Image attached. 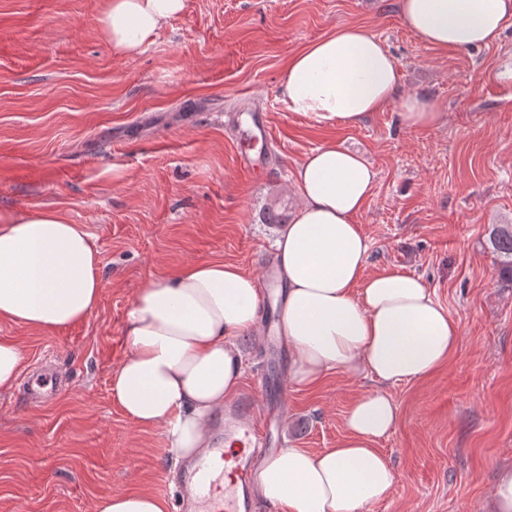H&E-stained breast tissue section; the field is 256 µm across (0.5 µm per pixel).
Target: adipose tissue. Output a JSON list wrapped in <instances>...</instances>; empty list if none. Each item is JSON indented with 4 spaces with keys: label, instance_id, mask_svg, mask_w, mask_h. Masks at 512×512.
<instances>
[{
    "label": "adipose tissue",
    "instance_id": "1",
    "mask_svg": "<svg viewBox=\"0 0 512 512\" xmlns=\"http://www.w3.org/2000/svg\"><path fill=\"white\" fill-rule=\"evenodd\" d=\"M186 0H108L101 22L114 49L144 45ZM401 19L441 49L497 42L512 0H398ZM402 71L374 35L345 27L288 61L279 99L287 111L326 125H357L389 105L409 127L438 123L426 96L402 95ZM376 174L365 158L330 142L295 171L300 204L274 242L285 295L278 333L289 382L311 388L342 371L370 379L345 416L336 447L285 446L254 475L258 500L274 512H360L386 499L397 476L377 448L399 422L387 386L419 380L448 361L459 324L421 277L366 275L370 246L354 222ZM100 260L89 234L60 211L0 214V320L52 332L85 321L102 294ZM261 294L233 263L194 264L138 289L123 334L128 353L113 370V402L142 426L161 427L168 456L207 448V422L240 386L238 336L253 331ZM145 492L101 497L96 512H166Z\"/></svg>",
    "mask_w": 512,
    "mask_h": 512
}]
</instances>
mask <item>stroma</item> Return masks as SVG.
I'll use <instances>...</instances> for the list:
<instances>
[{"instance_id": "obj_1", "label": "stroma", "mask_w": 512, "mask_h": 512, "mask_svg": "<svg viewBox=\"0 0 512 512\" xmlns=\"http://www.w3.org/2000/svg\"><path fill=\"white\" fill-rule=\"evenodd\" d=\"M396 5L187 0L147 44L117 51L100 21L107 0H0V213L63 211L89 233L104 280L80 324L38 332L0 321L24 355L15 388L0 393V512H94L99 497L131 490L173 500L160 428L128 419L109 392L136 292L209 260L259 276L278 231L266 208L299 204L293 173L329 142L376 173L356 218L367 274L422 277L460 324L449 363L388 386L400 421L377 446L398 480L363 512H485L497 470L512 466V279L486 235L512 224V19L491 46L443 51L410 32ZM344 26L379 38L403 93L428 96L441 121L409 128L389 108L326 126L287 111L278 88L289 56ZM255 101L273 148L233 131ZM265 150L268 168L240 167V154ZM260 288L265 331L240 341L241 389L262 401L268 382L284 383V441L335 447L372 383L339 372L313 391L289 386L276 285ZM44 359L70 382L32 405L28 377Z\"/></svg>"}]
</instances>
